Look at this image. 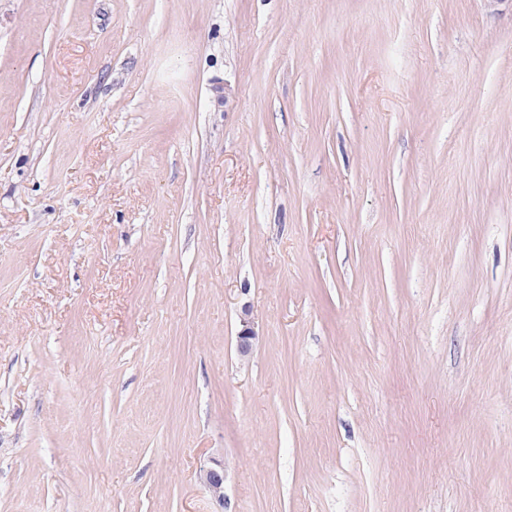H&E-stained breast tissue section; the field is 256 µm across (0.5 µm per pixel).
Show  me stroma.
Segmentation results:
<instances>
[{
  "label": "stroma",
  "instance_id": "stroma-1",
  "mask_svg": "<svg viewBox=\"0 0 512 512\" xmlns=\"http://www.w3.org/2000/svg\"><path fill=\"white\" fill-rule=\"evenodd\" d=\"M0 512H512V0H0ZM212 464L202 470L200 480L211 496L220 503L224 500V462L213 459Z\"/></svg>",
  "mask_w": 512,
  "mask_h": 512
}]
</instances>
